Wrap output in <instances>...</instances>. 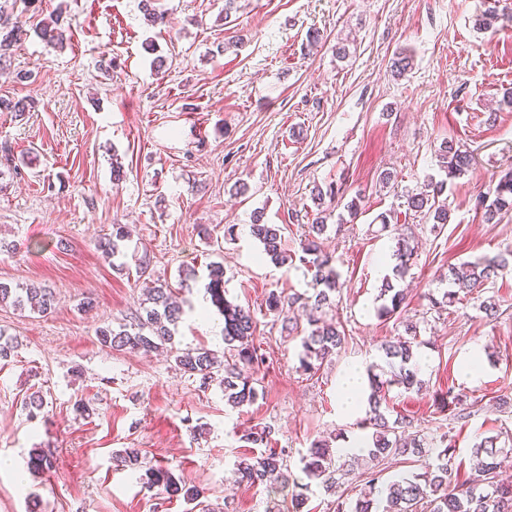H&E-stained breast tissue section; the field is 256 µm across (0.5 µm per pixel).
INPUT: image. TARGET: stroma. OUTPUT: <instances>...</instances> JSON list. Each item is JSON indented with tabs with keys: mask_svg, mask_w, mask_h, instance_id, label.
<instances>
[{
	"mask_svg": "<svg viewBox=\"0 0 512 512\" xmlns=\"http://www.w3.org/2000/svg\"><path fill=\"white\" fill-rule=\"evenodd\" d=\"M224 4L159 0L170 19L161 26L138 0H36L0 70V96L31 104L21 118L0 112V145L17 164L0 170V281L55 295L45 314L0 306V330L19 343L0 361V459L8 462L0 512H266L265 489L235 484L233 475L247 452L241 436L254 425L271 427L291 480L308 486L310 512H333L300 458L316 440L335 449L364 437L360 414L341 410L337 386L347 368L380 361V343L397 333L396 319L376 314L395 242L375 218L398 204L379 176L393 172L402 189L443 179L435 150L445 140L472 151L474 162L448 182V224L434 230L410 215L402 227L416 256L396 286L406 293L402 316L420 326L423 387L392 390L386 415L407 417L428 439L452 432L465 477L474 444L512 429V271L487 287L496 319L473 307L436 312L427 300L447 289L449 266L512 248V213L489 224L476 208L478 194L512 170V107L500 104L512 91V22L476 30L484 0ZM56 13L72 29L62 50L34 32ZM343 37L348 55L340 59L333 47ZM148 41L156 53L144 51ZM401 50L414 68L395 78ZM105 57L113 68L103 69ZM21 70L33 79L18 82ZM331 184L361 199L354 217L335 207L321 238L340 274L333 317L346 343L309 374L299 368V335L284 330L297 309L269 312L265 298L308 292L300 255L318 211L312 189ZM257 212L279 225L287 264L263 258L250 233ZM116 224L131 235L109 259L98 243ZM212 262L224 266L227 299L251 310L265 357L259 397L240 408L167 352L116 351L97 337L102 326L134 321L150 280L167 283L184 309L177 347L223 351L224 318L206 291ZM187 268L195 279L181 280ZM478 348L489 358L470 383L462 370ZM450 386L469 394L468 417L441 405ZM36 391L44 407L33 417L25 403ZM79 401L86 414L76 412ZM34 448L51 454L49 471L29 472ZM126 448L140 449V468L116 464ZM159 466L201 489L200 499L145 488L141 475Z\"/></svg>",
	"mask_w": 512,
	"mask_h": 512,
	"instance_id": "35a3bbf8",
	"label": "stroma"
}]
</instances>
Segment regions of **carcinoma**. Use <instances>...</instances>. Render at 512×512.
<instances>
[{
    "mask_svg": "<svg viewBox=\"0 0 512 512\" xmlns=\"http://www.w3.org/2000/svg\"><path fill=\"white\" fill-rule=\"evenodd\" d=\"M31 0H0V62L9 56L13 46L20 40L25 10H16L19 3L28 4ZM487 8L475 18L479 30H487L501 19L497 0H486ZM38 37L51 45H63L70 37L62 15H53L36 26ZM440 169L445 178L430 181L421 189H412L398 195L401 206L414 216L432 222L433 227L448 223L447 200L442 198L448 180L466 173L473 164L470 151L457 146L451 140L444 141L437 149ZM478 205L483 210L487 223H494L501 215L512 212V171L502 176L488 192L479 195ZM327 213L319 211L315 222L308 225V234L302 243L303 256L300 257L311 274L312 294L302 303V308L310 309L307 314L308 331L300 339V369L316 372L324 361L339 352L345 342V332L335 323H328L320 317L325 310L336 306V293L343 283L333 266V258L324 252L321 237L327 232ZM252 235L262 244L264 254L276 265L288 260L282 245L280 229L274 224L262 222L258 213L251 224ZM126 237L124 226L112 225V235L99 244L102 252L110 257L120 253V242ZM414 248L404 238L397 239L392 258L393 275L405 276L411 267ZM512 267V249L505 254L493 257L482 256L461 262L449 268L448 290L443 299L452 307L471 299L478 303V309L486 317L497 315L498 307L491 297L481 298L485 286L498 275ZM212 304L224 317V345L230 352L228 359L219 361L209 349L189 348L173 351L177 366L189 375H197L206 383L214 380V371L224 369L220 385L224 390L225 402L235 408L253 403L258 397V379L255 366L259 363L257 347L253 342L255 322L250 311L227 300L224 290L223 267L209 265L207 286ZM379 298L384 303L378 308V317L392 318L401 314L405 304L403 292L393 285L391 279L384 278ZM54 297L49 289L30 284L23 288H13L0 282V305L11 304L19 309H30L35 313H45L51 309ZM147 306L143 314L130 324L117 327L107 326L98 330L100 343L115 350H151L170 344L174 338V326L182 316V308L174 300L172 289L160 284L148 287ZM404 334L384 340L379 351L383 354V364H376L367 371L369 384V416L359 422L363 429H373L371 443L366 449L371 466L367 468L366 481L357 498L349 500L338 493V488L346 476L355 471L357 456H335L329 444L319 440L311 444L300 458L302 472L310 480L318 482L324 493L334 497V512H512V484L498 480L499 470L512 461V433L501 431L495 436L486 437L474 446L475 456L480 458L475 473L470 475L465 485L455 483V456L452 436L444 433L435 446L436 461L420 473H413L390 484L380 483V466L388 457L422 453L423 446L416 439L405 438L411 422L405 418L389 421L382 404L392 388L412 390L422 388L418 378L413 341L418 337L417 324L406 321ZM272 430L268 426H254L240 436V440L252 445H264L266 449L259 455H243L236 463L239 481L252 487L262 486L268 493L281 494L288 490V465L281 453L268 447ZM28 468L33 472H44L51 468V461L45 451L34 448L30 452ZM146 484L170 496H183L187 502L196 501L201 491L196 486H188L168 468H150L146 471Z\"/></svg>",
    "mask_w": 512,
    "mask_h": 512,
    "instance_id": "carcinoma-1",
    "label": "carcinoma"
}]
</instances>
